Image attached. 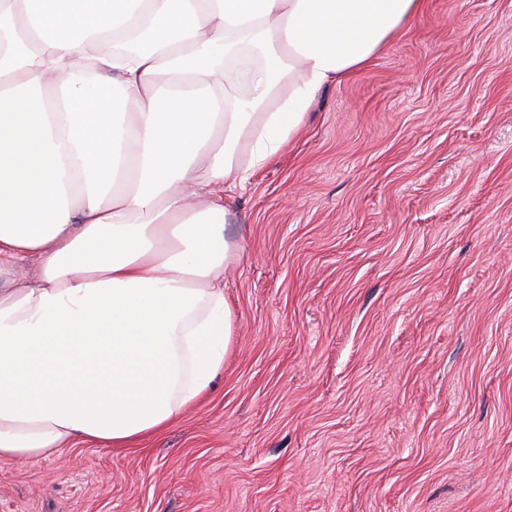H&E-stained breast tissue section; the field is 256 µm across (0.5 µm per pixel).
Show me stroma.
<instances>
[{
  "instance_id": "1",
  "label": "stroma",
  "mask_w": 512,
  "mask_h": 512,
  "mask_svg": "<svg viewBox=\"0 0 512 512\" xmlns=\"http://www.w3.org/2000/svg\"><path fill=\"white\" fill-rule=\"evenodd\" d=\"M224 204L209 389L0 512H512V0H425Z\"/></svg>"
}]
</instances>
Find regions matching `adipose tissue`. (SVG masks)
<instances>
[{
	"instance_id": "obj_1",
	"label": "adipose tissue",
	"mask_w": 512,
	"mask_h": 512,
	"mask_svg": "<svg viewBox=\"0 0 512 512\" xmlns=\"http://www.w3.org/2000/svg\"><path fill=\"white\" fill-rule=\"evenodd\" d=\"M424 5L0 0V458L123 447L208 388L236 336L225 189ZM246 39L279 52L242 100Z\"/></svg>"
}]
</instances>
